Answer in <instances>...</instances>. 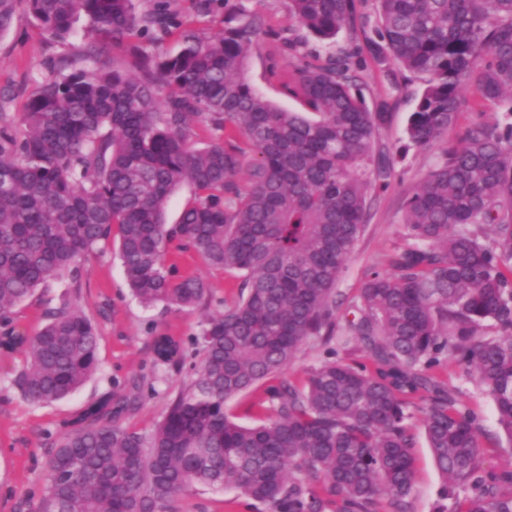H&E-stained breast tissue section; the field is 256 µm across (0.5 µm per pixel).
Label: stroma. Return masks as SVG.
I'll return each mask as SVG.
<instances>
[{
	"label": "stroma",
	"mask_w": 512,
	"mask_h": 512,
	"mask_svg": "<svg viewBox=\"0 0 512 512\" xmlns=\"http://www.w3.org/2000/svg\"><path fill=\"white\" fill-rule=\"evenodd\" d=\"M264 19L261 33L247 52L248 75L265 97L278 107L296 109L281 77L271 74L272 63L282 59V40L292 23L288 0H248ZM96 43L102 65L131 72V58L125 45L97 39L86 31L85 21H78L76 34L66 43L50 40L25 10L18 9L9 32L0 36V110L20 117L49 67L62 60H78L89 43ZM359 84L371 111L386 112L375 139L377 150L395 155L396 160L387 186L369 191L367 226L347 260L336 284V310L352 304L370 272L386 268L385 258L402 244L405 202L436 165L448 146L459 143L474 123L503 122L501 108L479 106L471 90H463L464 104L456 125L450 127L430 147L413 148L405 156L395 151L405 143V127L423 90V82L410 73L383 70L367 62L359 70ZM171 258L180 274L204 279L213 290V301L204 309L178 312L164 305L141 306L130 293L120 262L112 252L90 254L81 266V301L85 314L99 331L98 368L74 395L50 406H35L20 397L11 380L24 362L22 350L0 348V512H33L45 486L44 463L48 451L62 433L78 425L91 405L113 391L138 393L130 413L122 416L123 425L150 431L163 415L169 398L193 375L199 359L193 354L191 338L205 314L223 310L237 293L236 273L207 264L192 250H172ZM61 292L52 283L37 290L33 300L18 306L14 314L16 332L33 335L45 322V313L55 307ZM168 336L184 351L179 364H162L154 357V341ZM457 388V398L474 411L486 430L496 431L495 408L485 394L470 381L464 366L449 362L444 373ZM416 434L414 449L416 481L412 512H435L441 504L442 476L427 444L421 415L412 419ZM176 512H253L247 499L235 491L192 489L178 496Z\"/></svg>",
	"instance_id": "1"
}]
</instances>
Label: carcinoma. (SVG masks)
<instances>
[{
  "label": "carcinoma",
  "instance_id": "carcinoma-1",
  "mask_svg": "<svg viewBox=\"0 0 512 512\" xmlns=\"http://www.w3.org/2000/svg\"><path fill=\"white\" fill-rule=\"evenodd\" d=\"M375 2L370 56L424 82L404 149L456 123L470 80L476 103L501 107L507 122L476 123L443 150L407 201L390 271L371 272L340 319L336 283L365 229L367 192L390 174L374 139L385 113L366 105L358 49L298 46L354 39L356 0H288L287 87L299 111L274 106L247 76L264 20L243 0L209 37L166 0L141 13L134 0H0V36L22 4L60 43L83 17L89 32L129 43L142 72L64 61L37 82L21 121L0 112V344L26 345L19 395L50 405L97 370L78 264L112 241L145 307L212 297L168 263L175 240L241 278L238 297L201 321L199 365L153 429L119 423L127 395L90 407L48 452L36 512H170L198 487L234 489L254 512H411L416 410L453 498L437 512H512V465L483 467L481 420L441 376L450 359L473 369L512 446V0ZM172 33L174 56L138 42ZM194 123L209 131L201 146ZM181 184L192 195L168 225ZM65 276L47 323L13 335L15 308ZM311 338L347 358L310 369L301 386L280 378ZM178 353L155 345L164 363ZM254 387L258 424L241 425L228 402Z\"/></svg>",
  "mask_w": 512,
  "mask_h": 512
}]
</instances>
